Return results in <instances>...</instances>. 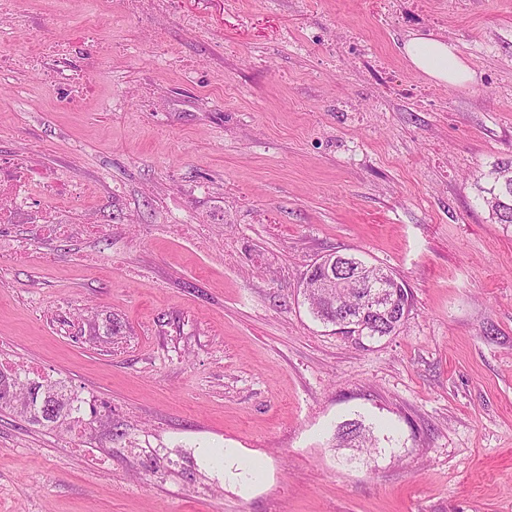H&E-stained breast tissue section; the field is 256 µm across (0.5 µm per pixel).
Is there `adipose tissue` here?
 I'll return each instance as SVG.
<instances>
[{
	"label": "adipose tissue",
	"mask_w": 512,
	"mask_h": 512,
	"mask_svg": "<svg viewBox=\"0 0 512 512\" xmlns=\"http://www.w3.org/2000/svg\"><path fill=\"white\" fill-rule=\"evenodd\" d=\"M404 53L413 66L438 83L460 86L473 79L468 66L445 40L417 36L405 44Z\"/></svg>",
	"instance_id": "adipose-tissue-1"
}]
</instances>
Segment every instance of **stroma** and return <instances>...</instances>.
I'll list each match as a JSON object with an SVG mask.
<instances>
[{
	"label": "stroma",
	"mask_w": 512,
	"mask_h": 512,
	"mask_svg": "<svg viewBox=\"0 0 512 512\" xmlns=\"http://www.w3.org/2000/svg\"><path fill=\"white\" fill-rule=\"evenodd\" d=\"M26 8L0 26L18 53L112 13L67 63L112 48L84 111L0 70V157L82 194L68 236L7 230L28 254L0 251V362L65 381L93 424L1 411L0 512H512V224L474 187L512 159V0ZM415 35L474 81L416 71ZM332 252L407 283L396 335L313 317L302 283ZM349 421L377 439L352 465Z\"/></svg>",
	"instance_id": "1"
}]
</instances>
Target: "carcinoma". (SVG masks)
Returning <instances> with one entry per match:
<instances>
[{"instance_id": "1", "label": "carcinoma", "mask_w": 512, "mask_h": 512, "mask_svg": "<svg viewBox=\"0 0 512 512\" xmlns=\"http://www.w3.org/2000/svg\"><path fill=\"white\" fill-rule=\"evenodd\" d=\"M475 188L479 199L491 218L501 224H512V160L501 161L476 178ZM303 295L314 317L327 324L338 325L346 315L353 317L352 324L363 327L367 339L374 340L396 334L404 322L396 317L361 318L358 313L365 289L348 273L342 275L340 287L327 294L313 288L312 281H303ZM11 408L28 422L37 425L56 424L75 412L73 399L62 394L58 382L47 379L18 380L9 369L0 368V410ZM339 446L368 449L376 447L373 432L358 422H348L338 427Z\"/></svg>"}]
</instances>
